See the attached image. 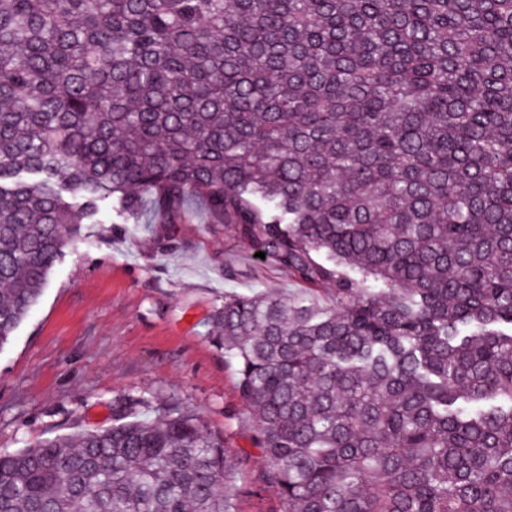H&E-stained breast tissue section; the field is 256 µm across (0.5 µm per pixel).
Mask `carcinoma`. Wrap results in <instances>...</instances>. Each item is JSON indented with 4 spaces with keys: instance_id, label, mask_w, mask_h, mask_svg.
I'll use <instances>...</instances> for the list:
<instances>
[{
    "instance_id": "cac0c4a2",
    "label": "carcinoma",
    "mask_w": 512,
    "mask_h": 512,
    "mask_svg": "<svg viewBox=\"0 0 512 512\" xmlns=\"http://www.w3.org/2000/svg\"><path fill=\"white\" fill-rule=\"evenodd\" d=\"M106 201L303 284L207 317L282 512H512V0H0L1 347ZM150 412L1 450L0 512H231Z\"/></svg>"
}]
</instances>
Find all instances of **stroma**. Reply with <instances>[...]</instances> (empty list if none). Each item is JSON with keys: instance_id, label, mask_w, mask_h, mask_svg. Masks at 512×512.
Returning a JSON list of instances; mask_svg holds the SVG:
<instances>
[{"instance_id": "35a3bbf8", "label": "stroma", "mask_w": 512, "mask_h": 512, "mask_svg": "<svg viewBox=\"0 0 512 512\" xmlns=\"http://www.w3.org/2000/svg\"><path fill=\"white\" fill-rule=\"evenodd\" d=\"M172 239L161 250L160 235ZM219 224L123 223L110 204L84 224L38 302L0 349V450L112 423V405L173 401L225 432L240 467L233 512H280L235 373L206 337L229 293H300Z\"/></svg>"}]
</instances>
